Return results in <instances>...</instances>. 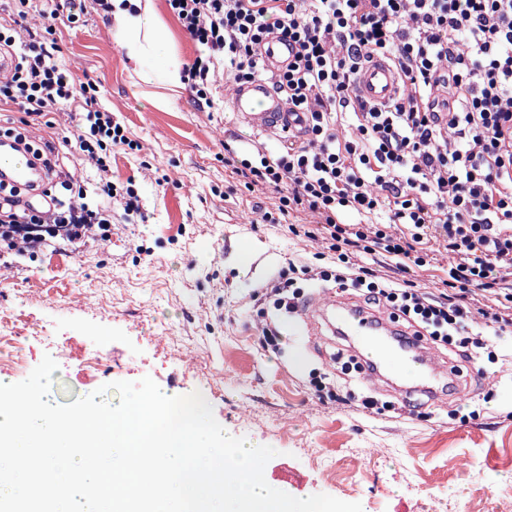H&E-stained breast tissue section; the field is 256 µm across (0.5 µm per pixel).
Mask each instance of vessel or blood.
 I'll return each mask as SVG.
<instances>
[{
    "label": "vessel or blood",
    "instance_id": "vessel-or-blood-1",
    "mask_svg": "<svg viewBox=\"0 0 512 512\" xmlns=\"http://www.w3.org/2000/svg\"><path fill=\"white\" fill-rule=\"evenodd\" d=\"M401 91L400 76L388 58L376 56L359 64L354 85L359 99L387 105ZM229 106L245 124L267 134L287 135L299 125L283 96L262 81L235 86ZM0 181L28 191L31 207H41L46 200L43 168L22 145L6 137L0 139ZM300 315L312 335L328 330L345 340L360 379L401 403L439 405L445 393H463L475 374L472 365L439 354L397 314L374 313L348 297L310 300Z\"/></svg>",
    "mask_w": 512,
    "mask_h": 512
}]
</instances>
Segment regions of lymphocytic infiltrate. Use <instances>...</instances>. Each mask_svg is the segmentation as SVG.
Instances as JSON below:
<instances>
[{"label":"lymphocytic infiltrate","instance_id":"lymphocytic-infiltrate-1","mask_svg":"<svg viewBox=\"0 0 512 512\" xmlns=\"http://www.w3.org/2000/svg\"><path fill=\"white\" fill-rule=\"evenodd\" d=\"M0 19V51L15 57L0 80V108L21 112L24 129L45 119L41 161L54 205L31 210L23 192L0 184V249L34 256L48 247L105 244L114 219L146 220L134 185L112 183L107 154L130 143L124 127L100 108L93 79H79L58 60L57 44L29 34L32 0H9ZM195 45L184 69L192 95L210 100L213 77L228 83L269 82L303 124V141L270 149L225 146L224 164L246 187L273 189L278 211L318 215L292 224L294 236L318 241L328 265L289 264L268 281L264 298L297 313L302 282H334L366 304L400 312L432 343L465 359L498 353L484 332L512 325V0H166ZM270 37L286 41L288 60L271 69L260 52ZM390 56L403 91L375 107L353 97L357 65ZM448 87L439 111V87ZM65 144L94 162L99 175L79 184L56 152ZM451 257L443 293L417 277L436 248ZM368 257L365 265L352 255ZM389 261L395 276L379 279L372 264Z\"/></svg>","mask_w":512,"mask_h":512}]
</instances>
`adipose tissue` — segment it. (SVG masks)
Segmentation results:
<instances>
[{
  "label": "adipose tissue",
  "instance_id": "obj_1",
  "mask_svg": "<svg viewBox=\"0 0 512 512\" xmlns=\"http://www.w3.org/2000/svg\"><path fill=\"white\" fill-rule=\"evenodd\" d=\"M110 33L140 86L182 88V62L152 0H112Z\"/></svg>",
  "mask_w": 512,
  "mask_h": 512
}]
</instances>
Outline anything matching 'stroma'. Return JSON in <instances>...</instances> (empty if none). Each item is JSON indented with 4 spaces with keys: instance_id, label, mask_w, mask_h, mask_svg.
I'll return each instance as SVG.
<instances>
[{
    "instance_id": "obj_1",
    "label": "stroma",
    "mask_w": 512,
    "mask_h": 512,
    "mask_svg": "<svg viewBox=\"0 0 512 512\" xmlns=\"http://www.w3.org/2000/svg\"><path fill=\"white\" fill-rule=\"evenodd\" d=\"M108 27L98 0H85L81 21H54L52 37L62 63L96 80L99 106L133 141L113 151L112 180L135 184L148 220L113 225L103 247L48 248L0 266V334L24 353L21 367L0 364V380H24L48 354L59 366L55 403L101 388L115 405L109 383L149 377L200 393L225 429L274 448L265 474L292 496L323 493L363 512H512V362L487 364L488 379L425 415L366 412L370 388L332 366L339 339L308 337L299 318L253 297L320 249L288 230L313 215L262 222L277 194L247 189L224 166L225 136L270 147L277 139L240 122L222 87L210 107L184 89L154 108ZM264 319L282 333L278 351L259 341ZM70 349L102 352L100 369L86 374ZM322 375L349 402L320 400Z\"/></svg>"
}]
</instances>
